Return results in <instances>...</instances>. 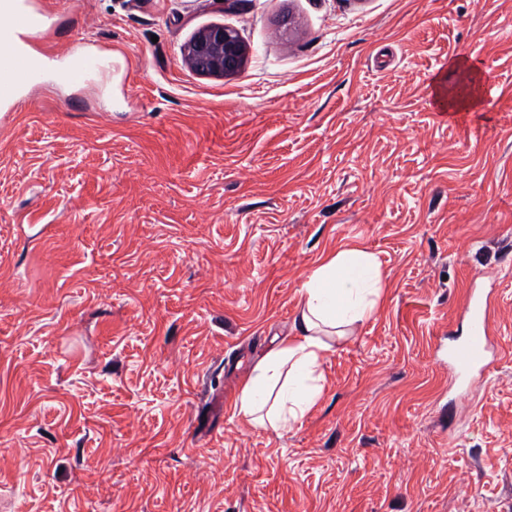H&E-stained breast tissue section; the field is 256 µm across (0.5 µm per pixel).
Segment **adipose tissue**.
Returning <instances> with one entry per match:
<instances>
[{"label":"adipose tissue","instance_id":"1","mask_svg":"<svg viewBox=\"0 0 512 512\" xmlns=\"http://www.w3.org/2000/svg\"><path fill=\"white\" fill-rule=\"evenodd\" d=\"M383 275L372 252L348 244L308 274L295 318V337L282 341L254 368L237 403L239 415L279 430L302 419L319 400L328 337L344 336L374 317Z\"/></svg>","mask_w":512,"mask_h":512}]
</instances>
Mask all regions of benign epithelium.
I'll return each mask as SVG.
<instances>
[{"mask_svg": "<svg viewBox=\"0 0 512 512\" xmlns=\"http://www.w3.org/2000/svg\"><path fill=\"white\" fill-rule=\"evenodd\" d=\"M247 46L239 33L227 26L199 31L185 50L188 65L196 72L216 77L237 73L244 65Z\"/></svg>", "mask_w": 512, "mask_h": 512, "instance_id": "1", "label": "benign epithelium"}]
</instances>
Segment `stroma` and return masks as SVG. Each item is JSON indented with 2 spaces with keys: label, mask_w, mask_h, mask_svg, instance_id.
Wrapping results in <instances>:
<instances>
[{
  "label": "stroma",
  "mask_w": 512,
  "mask_h": 512,
  "mask_svg": "<svg viewBox=\"0 0 512 512\" xmlns=\"http://www.w3.org/2000/svg\"><path fill=\"white\" fill-rule=\"evenodd\" d=\"M85 85L0 113V512H512V0H34ZM242 69L193 71L201 29ZM479 80L476 108L438 85ZM375 316L287 429L235 405L320 259ZM506 356L451 382L468 290ZM247 46L239 33L227 26L199 31L185 50L188 65L196 72L216 77L237 73L244 65ZM99 68L95 55L85 52L72 54L68 63L57 70L56 79L66 85H81L88 75L96 73Z\"/></svg>",
  "instance_id": "1"
}]
</instances>
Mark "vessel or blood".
I'll list each match as a JSON object with an SVG mask.
<instances>
[{
	"instance_id": "1",
	"label": "vessel or blood",
	"mask_w": 512,
	"mask_h": 512,
	"mask_svg": "<svg viewBox=\"0 0 512 512\" xmlns=\"http://www.w3.org/2000/svg\"><path fill=\"white\" fill-rule=\"evenodd\" d=\"M53 26L52 15L33 7L31 0H0V107L11 105L25 88L41 81L45 62L32 52L31 42ZM99 68L95 55L74 54L57 70L56 78L66 85H80ZM464 313L467 333L448 352V368L457 375L486 371L495 359L489 303L469 296Z\"/></svg>"
}]
</instances>
